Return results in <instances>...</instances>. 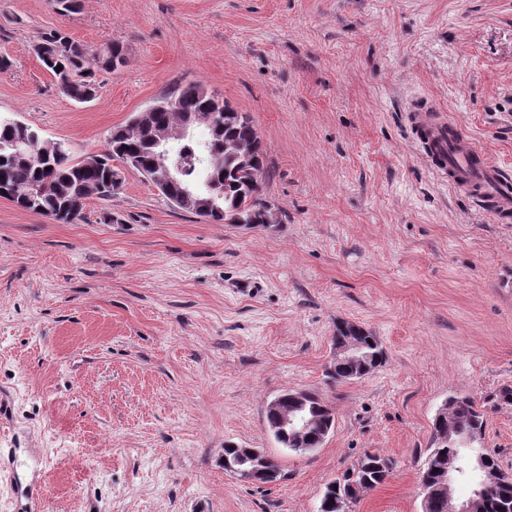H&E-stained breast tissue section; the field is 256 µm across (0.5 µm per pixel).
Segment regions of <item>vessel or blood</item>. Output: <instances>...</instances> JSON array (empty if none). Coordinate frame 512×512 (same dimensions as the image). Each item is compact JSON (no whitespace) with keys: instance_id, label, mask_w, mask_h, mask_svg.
Segmentation results:
<instances>
[{"instance_id":"vessel-or-blood-1","label":"vessel or blood","mask_w":512,"mask_h":512,"mask_svg":"<svg viewBox=\"0 0 512 512\" xmlns=\"http://www.w3.org/2000/svg\"><path fill=\"white\" fill-rule=\"evenodd\" d=\"M412 123L431 166L453 189L485 204L498 220H512V175L452 124L436 123L420 109L414 111Z\"/></svg>"}]
</instances>
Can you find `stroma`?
Here are the masks:
<instances>
[{"mask_svg": "<svg viewBox=\"0 0 512 512\" xmlns=\"http://www.w3.org/2000/svg\"><path fill=\"white\" fill-rule=\"evenodd\" d=\"M54 30L123 45L90 102L41 66ZM1 57L0 113L76 162L203 84L252 118L274 220L209 223L131 168L73 224L0 198V512H318L367 451L392 471L352 512H422L443 402L512 387V223L432 171L408 110L457 122L512 173V0H0ZM340 321L386 359L337 384ZM287 389L334 409L313 452L267 429ZM229 441L284 479L225 472ZM484 445L512 476V406L488 410ZM361 336L359 341L363 343L364 351L370 356L371 372L378 366L381 365L384 359V349L381 342L376 336L370 332H366L363 329L355 331L350 324H345V329L340 325H336V336H333L334 342H339L347 336Z\"/></svg>", "mask_w": 512, "mask_h": 512, "instance_id": "obj_1", "label": "stroma"}]
</instances>
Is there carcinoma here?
Listing matches in <instances>:
<instances>
[{
  "label": "carcinoma",
  "instance_id": "obj_1",
  "mask_svg": "<svg viewBox=\"0 0 512 512\" xmlns=\"http://www.w3.org/2000/svg\"><path fill=\"white\" fill-rule=\"evenodd\" d=\"M41 66L51 73L60 90L70 99L85 103L96 96L91 68L117 71L125 65L124 48L114 43L103 52L92 55L82 45L60 31L44 37L35 46ZM62 70H56V67ZM151 128L143 131L136 118L114 129L107 139V150L89 159L72 163L67 147L48 152L40 131L13 117L0 114V189L10 193L8 200L21 203L36 197V203L25 206L36 214L59 224H72L80 219L85 201L91 197L109 199L123 182V167L129 166L147 179L154 146L153 135L170 133L189 118L204 119L216 114L218 124L202 126L204 136L188 141L169 138L176 157L184 159L186 176L199 183L197 197L215 198L220 213L204 212L197 202L182 197L181 186L161 190L174 207L191 212L215 224H269L271 207L262 197V175L265 152L250 116L235 110L227 102L208 92L200 83H190L157 100L149 107ZM360 336L364 351L370 356L371 368L381 365L384 349L376 336L350 324L336 326L334 342L347 336ZM448 412L435 417L430 448L421 469V484L435 485L441 476V465L460 457V438L464 434L484 435L486 411L467 396H450ZM328 403L321 394L312 393L309 407L315 424L303 444L291 434L276 429L274 413L266 410L269 433L283 447L306 453L320 447L325 436L323 427ZM391 474V462L379 454L366 453L326 487L319 512H349L352 485L370 481L384 483ZM475 512H512V483L495 484L486 490Z\"/></svg>",
  "mask_w": 512,
  "mask_h": 512
}]
</instances>
